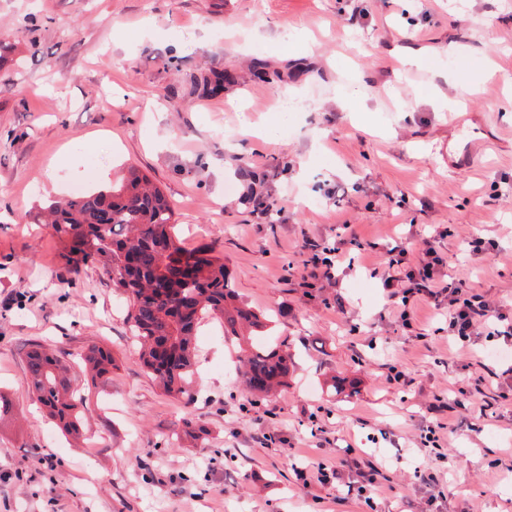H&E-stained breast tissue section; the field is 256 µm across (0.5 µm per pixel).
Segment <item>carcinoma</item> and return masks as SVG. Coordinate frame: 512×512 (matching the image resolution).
<instances>
[{
    "mask_svg": "<svg viewBox=\"0 0 512 512\" xmlns=\"http://www.w3.org/2000/svg\"><path fill=\"white\" fill-rule=\"evenodd\" d=\"M44 214L73 272L98 265L128 294L127 323L140 360L165 392L189 393L193 342L204 318L224 323V335L232 340L267 327L268 319L237 302L223 258L205 247L188 252L174 237L170 203L137 168L129 167L109 190L54 201ZM177 257L191 269L174 280ZM83 359L93 378L116 368L112 351L96 343L87 346ZM240 369L243 385L254 394L268 395L288 384V355L274 346L244 350ZM23 371L46 414L62 431L80 434V408L62 360L34 344Z\"/></svg>",
    "mask_w": 512,
    "mask_h": 512,
    "instance_id": "1",
    "label": "carcinoma"
}]
</instances>
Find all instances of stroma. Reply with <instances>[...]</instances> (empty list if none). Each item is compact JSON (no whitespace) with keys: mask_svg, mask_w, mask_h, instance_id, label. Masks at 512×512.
Here are the masks:
<instances>
[{"mask_svg":"<svg viewBox=\"0 0 512 512\" xmlns=\"http://www.w3.org/2000/svg\"><path fill=\"white\" fill-rule=\"evenodd\" d=\"M1 35L18 51L0 68V512H512V341H459L445 311L381 286L391 247L431 245L443 275L512 302V0H0ZM449 44L400 67V49ZM460 107L463 137L448 126ZM465 139L494 145L449 165ZM131 166L183 246L222 257L269 316L264 343L291 358L280 394L243 389L241 347L209 317L189 396L163 392L125 294L98 268L72 273L34 223ZM474 234L500 258L469 255ZM308 241L342 244L337 284L304 278ZM35 341L71 365L80 438L29 391ZM92 341L118 363L95 380ZM460 420L446 447L423 445ZM321 465L337 479L317 483ZM373 465L371 508L357 487Z\"/></svg>","mask_w":512,"mask_h":512,"instance_id":"stroma-1","label":"stroma"}]
</instances>
